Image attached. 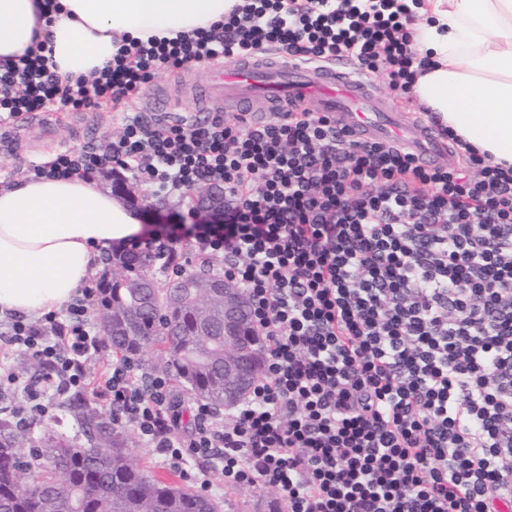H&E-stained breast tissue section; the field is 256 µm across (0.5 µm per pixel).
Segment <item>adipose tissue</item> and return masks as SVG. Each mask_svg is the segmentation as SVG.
<instances>
[{
    "mask_svg": "<svg viewBox=\"0 0 512 512\" xmlns=\"http://www.w3.org/2000/svg\"><path fill=\"white\" fill-rule=\"evenodd\" d=\"M0 0V62L36 41L58 76H91L122 40L171 39L222 21L241 0ZM415 40L434 60L413 90L464 144L512 166V0H428ZM141 230L96 181L29 178L0 187V311L39 316L70 303L98 259Z\"/></svg>",
    "mask_w": 512,
    "mask_h": 512,
    "instance_id": "adipose-tissue-1",
    "label": "adipose tissue"
}]
</instances>
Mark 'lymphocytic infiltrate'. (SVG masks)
<instances>
[{
  "instance_id": "obj_1",
  "label": "lymphocytic infiltrate",
  "mask_w": 512,
  "mask_h": 512,
  "mask_svg": "<svg viewBox=\"0 0 512 512\" xmlns=\"http://www.w3.org/2000/svg\"><path fill=\"white\" fill-rule=\"evenodd\" d=\"M414 16L408 0H243L221 23L122 45L66 82L40 42L0 65V122L117 107L159 72L272 48L352 59L403 96L429 64ZM461 157L430 166L305 109L261 124L133 116L107 144L34 165L48 179L119 167L155 193L223 188V216L155 235L221 259L264 366L232 416L196 402L179 434L166 377L140 379L132 357L91 372L105 347L93 277L64 313L0 327V390L25 395L13 415L88 394L173 467L206 460L225 486L273 490L287 512H512V167L469 147ZM18 354L40 373L20 380Z\"/></svg>"
}]
</instances>
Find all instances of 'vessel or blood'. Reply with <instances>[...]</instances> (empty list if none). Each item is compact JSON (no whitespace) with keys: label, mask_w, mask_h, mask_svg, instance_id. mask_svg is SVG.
I'll return each mask as SVG.
<instances>
[{"label":"vessel or blood","mask_w":512,"mask_h":512,"mask_svg":"<svg viewBox=\"0 0 512 512\" xmlns=\"http://www.w3.org/2000/svg\"><path fill=\"white\" fill-rule=\"evenodd\" d=\"M208 70L205 85L196 90L199 105L186 115L190 119L204 117L213 103L256 122L311 104L356 137L403 147L425 163L451 154L447 139L433 125L407 121L394 100L354 64L292 61L266 50L250 60L216 61ZM143 110L161 121L183 116L159 91L146 98Z\"/></svg>","instance_id":"b4317fda"}]
</instances>
